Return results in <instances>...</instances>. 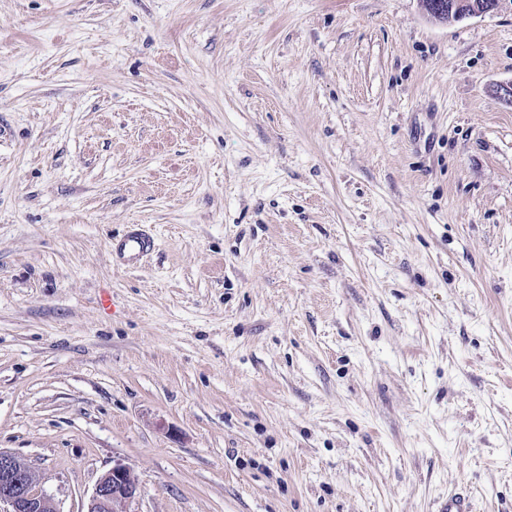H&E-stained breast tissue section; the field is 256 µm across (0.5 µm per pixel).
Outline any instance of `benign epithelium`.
<instances>
[{
  "mask_svg": "<svg viewBox=\"0 0 512 512\" xmlns=\"http://www.w3.org/2000/svg\"><path fill=\"white\" fill-rule=\"evenodd\" d=\"M430 18L451 24L467 16L495 10L500 0H420ZM34 469L22 458L0 449V507L4 512H57L51 499L37 488ZM138 495V483L120 463L97 481L85 512H122L120 507Z\"/></svg>",
  "mask_w": 512,
  "mask_h": 512,
  "instance_id": "benign-epithelium-1",
  "label": "benign epithelium"
}]
</instances>
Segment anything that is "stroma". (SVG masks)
Wrapping results in <instances>:
<instances>
[{"label": "stroma", "instance_id": "obj_1", "mask_svg": "<svg viewBox=\"0 0 512 512\" xmlns=\"http://www.w3.org/2000/svg\"><path fill=\"white\" fill-rule=\"evenodd\" d=\"M510 80L512 0H0V449L57 512L118 463L129 512H512ZM424 13L443 24L495 10L500 0H420ZM153 236L138 224H130L129 230L111 243L112 256L125 268H138L143 259L156 249Z\"/></svg>", "mask_w": 512, "mask_h": 512}]
</instances>
